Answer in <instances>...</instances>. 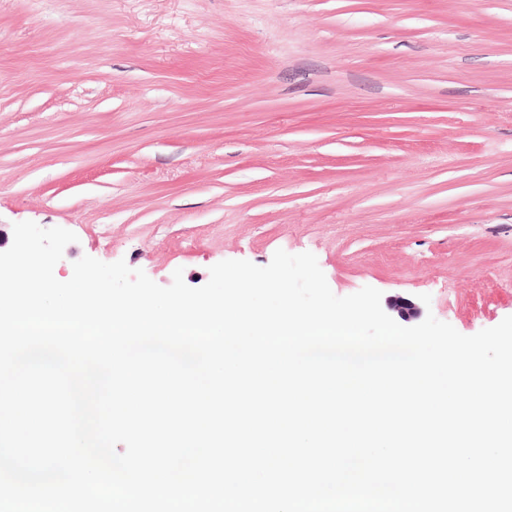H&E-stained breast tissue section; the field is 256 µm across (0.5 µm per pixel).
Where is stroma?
<instances>
[{
  "label": "stroma",
  "mask_w": 512,
  "mask_h": 512,
  "mask_svg": "<svg viewBox=\"0 0 512 512\" xmlns=\"http://www.w3.org/2000/svg\"><path fill=\"white\" fill-rule=\"evenodd\" d=\"M23 221L76 234L61 281L88 255L199 287L282 249L401 325L494 327L512 0H0V252Z\"/></svg>",
  "instance_id": "1"
}]
</instances>
